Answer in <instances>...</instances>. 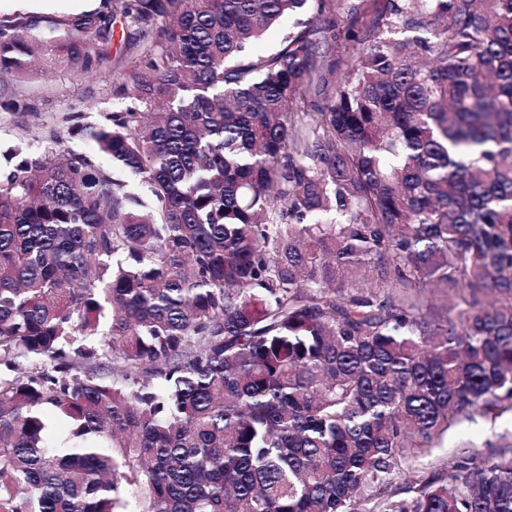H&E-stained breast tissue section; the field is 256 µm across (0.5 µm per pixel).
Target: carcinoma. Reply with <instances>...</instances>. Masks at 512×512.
<instances>
[{
	"instance_id": "carcinoma-1",
	"label": "carcinoma",
	"mask_w": 512,
	"mask_h": 512,
	"mask_svg": "<svg viewBox=\"0 0 512 512\" xmlns=\"http://www.w3.org/2000/svg\"><path fill=\"white\" fill-rule=\"evenodd\" d=\"M345 2L0 21L1 83L127 103L0 182V512H512L511 447L412 464L512 415V0H359L340 60Z\"/></svg>"
}]
</instances>
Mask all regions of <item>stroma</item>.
Masks as SVG:
<instances>
[{
	"label": "stroma",
	"mask_w": 512,
	"mask_h": 512,
	"mask_svg": "<svg viewBox=\"0 0 512 512\" xmlns=\"http://www.w3.org/2000/svg\"><path fill=\"white\" fill-rule=\"evenodd\" d=\"M107 0H0V19H21L32 23L36 34L47 37L64 33L63 20L82 13L108 12ZM106 77L65 72L53 67H36L8 86H0V174L12 170L16 157L36 154L40 144L27 139L24 126H34L37 133H62V147L72 153H92L85 127L104 122L106 116L121 111L123 102L104 90ZM512 434V417L497 421L478 419L462 422L449 432L446 447L421 457L418 466L430 471L445 466L450 450L465 443L478 450L499 445L501 433Z\"/></svg>",
	"instance_id": "obj_1"
}]
</instances>
